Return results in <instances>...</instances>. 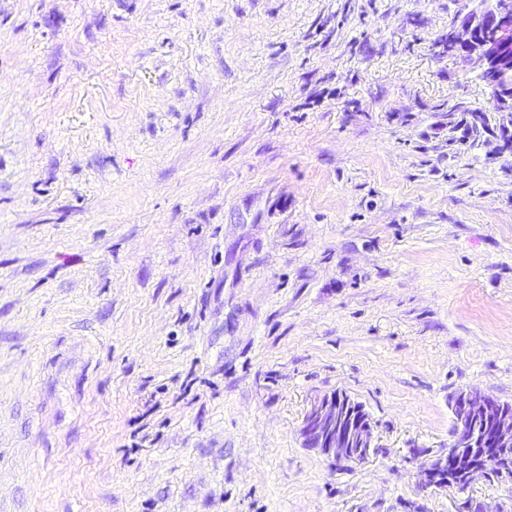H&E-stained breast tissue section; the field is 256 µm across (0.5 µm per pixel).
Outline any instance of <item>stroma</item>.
<instances>
[{"instance_id":"1","label":"stroma","mask_w":512,"mask_h":512,"mask_svg":"<svg viewBox=\"0 0 512 512\" xmlns=\"http://www.w3.org/2000/svg\"><path fill=\"white\" fill-rule=\"evenodd\" d=\"M462 0H0V512H512V153ZM374 422L353 470L313 396ZM459 406L452 408L453 431L448 451L455 452L459 457L458 448H468L465 452L467 464L480 467L487 457L497 461V468L490 469L487 475L503 479L506 473H512V403L501 402L491 398L485 393L476 392L475 389H461L457 392ZM483 421L492 428V435L496 443L504 448H498L490 441L489 435L485 442L478 445L474 425ZM477 446V448H472ZM511 448H506L510 447ZM300 434L306 448L331 458L345 470L365 463L377 449L371 418L343 393L315 396L304 414ZM437 459H440L439 466L442 465V463L444 462V455H441V457ZM437 459L421 468L419 485L422 489L440 487L438 481L436 480L437 469L435 468V466H433V463ZM461 469L462 468L460 467L459 464L455 468L453 462L451 460H448L446 464L438 468L439 476H441L442 479H448V486L455 485L457 483H461L464 478V476L461 474Z\"/></svg>"}]
</instances>
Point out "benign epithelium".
Masks as SVG:
<instances>
[{"instance_id":"1","label":"benign epithelium","mask_w":512,"mask_h":512,"mask_svg":"<svg viewBox=\"0 0 512 512\" xmlns=\"http://www.w3.org/2000/svg\"><path fill=\"white\" fill-rule=\"evenodd\" d=\"M450 41L473 48L480 79L499 105L512 101V0H489L486 9L469 12ZM459 406L452 408L453 431L448 451L478 445L474 425L492 428L496 443L512 447V416L490 396L471 388L457 392ZM300 434L304 446L331 458L348 470L365 463L376 451L371 418L343 393L319 395L310 401Z\"/></svg>"}]
</instances>
